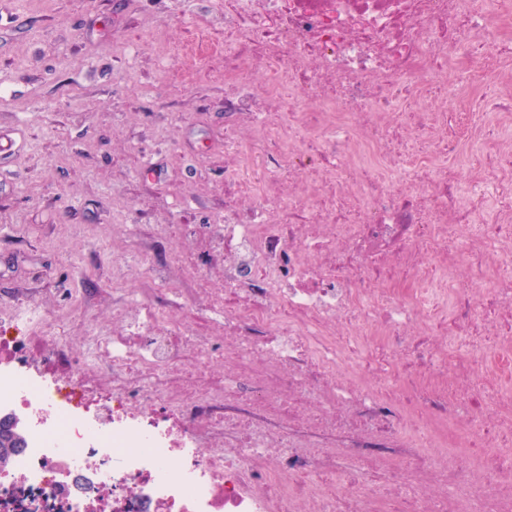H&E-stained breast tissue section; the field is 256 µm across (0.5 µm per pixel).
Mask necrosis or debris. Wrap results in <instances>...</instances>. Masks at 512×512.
Segmentation results:
<instances>
[{
    "label": "necrosis or debris",
    "mask_w": 512,
    "mask_h": 512,
    "mask_svg": "<svg viewBox=\"0 0 512 512\" xmlns=\"http://www.w3.org/2000/svg\"><path fill=\"white\" fill-rule=\"evenodd\" d=\"M509 21L512 0H224L232 108L288 158L225 134L236 203L200 234L222 278L113 261L112 330L75 301L69 375L0 335V416L26 440L0 503L512 512V68L487 93L475 64L512 57Z\"/></svg>",
    "instance_id": "obj_1"
}]
</instances>
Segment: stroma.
Listing matches in <instances>:
<instances>
[{
	"label": "stroma",
	"mask_w": 512,
	"mask_h": 512,
	"mask_svg": "<svg viewBox=\"0 0 512 512\" xmlns=\"http://www.w3.org/2000/svg\"><path fill=\"white\" fill-rule=\"evenodd\" d=\"M224 0H0V301L112 325V243L201 263L232 205ZM181 113L178 124L168 116Z\"/></svg>",
	"instance_id": "obj_1"
}]
</instances>
